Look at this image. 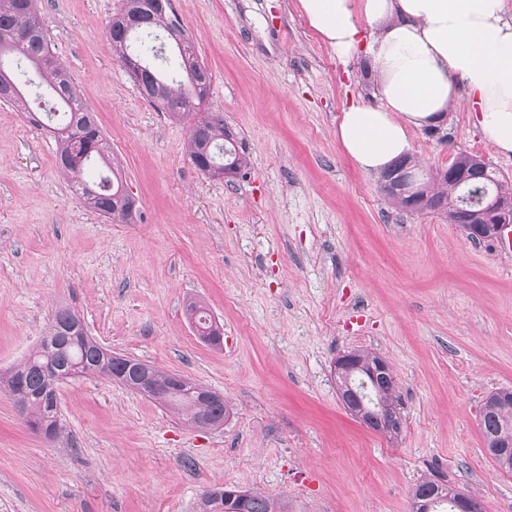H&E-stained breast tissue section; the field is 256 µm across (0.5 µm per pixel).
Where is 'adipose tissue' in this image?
Listing matches in <instances>:
<instances>
[{
    "label": "adipose tissue",
    "mask_w": 512,
    "mask_h": 512,
    "mask_svg": "<svg viewBox=\"0 0 512 512\" xmlns=\"http://www.w3.org/2000/svg\"><path fill=\"white\" fill-rule=\"evenodd\" d=\"M338 57L365 52L381 103L342 110L336 137L365 173L410 155L409 132L466 91L473 124L512 155V0H298Z\"/></svg>",
    "instance_id": "ef3b65f1"
}]
</instances>
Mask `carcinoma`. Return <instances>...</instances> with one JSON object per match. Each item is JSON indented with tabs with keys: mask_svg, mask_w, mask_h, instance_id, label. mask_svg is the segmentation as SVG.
<instances>
[{
	"mask_svg": "<svg viewBox=\"0 0 512 512\" xmlns=\"http://www.w3.org/2000/svg\"><path fill=\"white\" fill-rule=\"evenodd\" d=\"M119 15L127 18H149L151 22L123 26L110 20L107 38L113 53L123 61L133 58L139 63L132 77L147 100L180 118L192 120L188 141L189 157L196 169L212 178L238 175L248 167L245 151L237 146L236 136L224 124V117L212 112L207 104L211 74L200 63L191 39L178 20L172 0H165L164 9L156 10L154 0H123ZM156 30L167 33L174 46L169 59L156 57L151 45V34ZM40 76L60 102L63 112L47 113L48 119H59L55 128L58 140L57 161L68 176L75 192L92 212L114 224H130L137 215L135 201L121 191L123 183L117 175L99 173L93 182L84 179L85 168L98 161L110 166L109 144L95 122L92 112L85 106L80 93L66 68L51 53L49 40L35 0H0V102L11 105L17 112L28 111L24 86L31 82L23 63ZM426 207L430 211H448V205L458 201L461 188L446 179L426 182ZM80 317L68 308L58 309L38 346L20 364L0 374V388L21 401L26 409L29 427L44 426L57 438L62 425L57 412L55 376L79 367L76 374H94L110 381L119 380L134 388L133 372L143 367L150 371L154 390L144 396L173 408L180 413L185 424L196 427L209 418L213 426L224 425L227 407L215 400L199 401L197 390L202 385L174 372L157 369L133 358H125L130 368L121 375L112 359H102L95 353L93 339L67 338L70 329ZM351 357L362 364L359 369L342 367L337 370V385L343 396L360 393V399L351 402L352 415L373 430L396 434L400 427L389 424L384 417L400 415L399 401L393 382L369 376L370 367L379 357L364 351ZM368 388L362 387V382ZM484 439L491 448H506L509 460L496 461L504 472H512V395L497 392L488 397L482 415ZM232 488H215L202 498L201 512H280L277 500L258 493L245 491L240 499H231ZM460 496L455 489L435 481L425 480L415 486L412 498L429 506L430 512H455L452 499Z\"/></svg>",
	"mask_w": 512,
	"mask_h": 512,
	"instance_id": "carcinoma-1",
	"label": "carcinoma"
}]
</instances>
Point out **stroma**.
<instances>
[{"label":"stroma","mask_w":512,"mask_h":512,"mask_svg":"<svg viewBox=\"0 0 512 512\" xmlns=\"http://www.w3.org/2000/svg\"><path fill=\"white\" fill-rule=\"evenodd\" d=\"M212 75L208 104L249 156L232 182L198 171L186 120L149 103L105 29L121 0H37L139 206L132 224L87 210L53 132L0 103V372L66 307L114 354L223 395V427L186 426L123 385L57 391L64 440L32 431L0 390V512H197L216 486L283 512H409L431 478L512 512V473L486 451L487 397L512 389V245L469 240L438 212L383 197L336 138L342 109L378 105L364 54L341 59L297 0H172ZM427 170L481 156L512 180L466 97L412 131ZM204 302L223 345L183 314ZM383 357L402 424L387 436L342 404L336 358Z\"/></svg>","instance_id":"obj_1"}]
</instances>
